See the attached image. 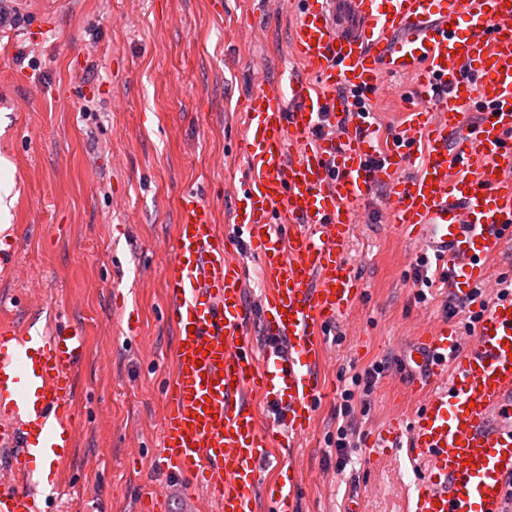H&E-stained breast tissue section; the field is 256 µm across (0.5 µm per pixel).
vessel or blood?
<instances>
[{
    "label": "vessel or blood",
    "instance_id": "1",
    "mask_svg": "<svg viewBox=\"0 0 512 512\" xmlns=\"http://www.w3.org/2000/svg\"><path fill=\"white\" fill-rule=\"evenodd\" d=\"M263 2L273 13L298 11L288 54L300 64L257 75L244 104L248 170L233 195L263 287L247 295L212 207L184 192L164 266L175 345L158 469L188 496L206 489L218 512H297L295 479L266 484L262 475L283 468L272 448L311 430L324 396L325 330L362 292L345 242L357 204L385 184L389 222L416 259L436 261L441 287L479 318L465 340L445 323L418 336L406 359L421 404L368 445L426 459L412 512H506L512 294L491 299L479 289L487 257L512 243V6ZM464 68L471 82L461 79ZM390 76L414 81L416 104L379 150L368 119ZM439 85L446 92L438 97ZM344 88L361 91L363 105L341 96ZM411 166L415 174L405 176ZM84 353V336L71 330L0 326V512H48L33 464L73 455V369Z\"/></svg>",
    "mask_w": 512,
    "mask_h": 512
}]
</instances>
